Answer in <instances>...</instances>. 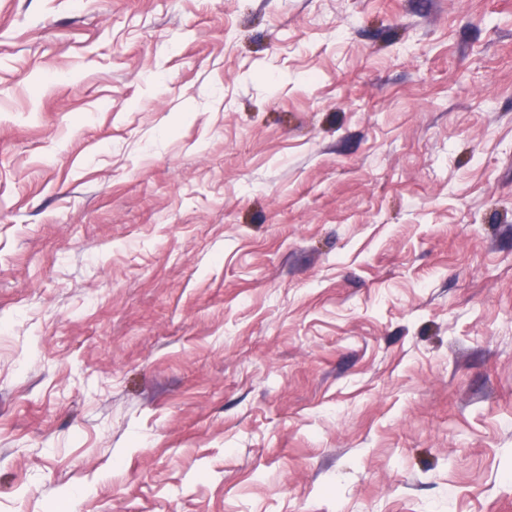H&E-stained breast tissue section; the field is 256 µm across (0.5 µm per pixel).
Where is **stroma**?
Returning a JSON list of instances; mask_svg holds the SVG:
<instances>
[{"mask_svg":"<svg viewBox=\"0 0 512 512\" xmlns=\"http://www.w3.org/2000/svg\"><path fill=\"white\" fill-rule=\"evenodd\" d=\"M0 512H512V0H0Z\"/></svg>","mask_w":512,"mask_h":512,"instance_id":"stroma-1","label":"stroma"}]
</instances>
